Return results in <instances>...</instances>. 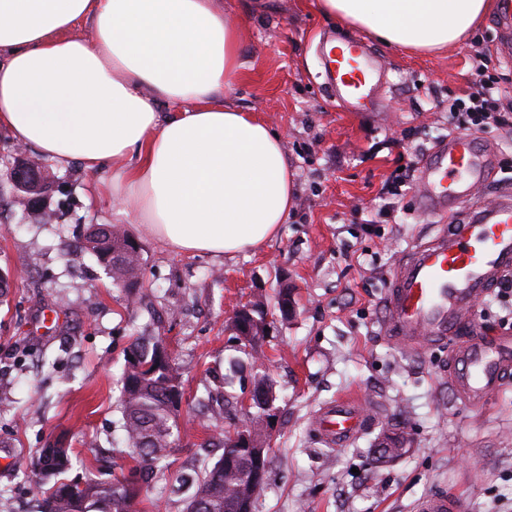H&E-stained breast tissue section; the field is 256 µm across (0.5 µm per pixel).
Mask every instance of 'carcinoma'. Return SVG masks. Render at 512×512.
Returning a JSON list of instances; mask_svg holds the SVG:
<instances>
[{
    "label": "carcinoma",
    "instance_id": "1",
    "mask_svg": "<svg viewBox=\"0 0 512 512\" xmlns=\"http://www.w3.org/2000/svg\"><path fill=\"white\" fill-rule=\"evenodd\" d=\"M82 248L94 253L110 267L120 288H136L142 273L139 246L110 227H93ZM182 389L181 374L164 356L160 341L139 340L126 355L121 379V413L125 441L135 465L129 475L112 483L87 479L79 497L70 492L71 482L57 479L71 465L69 449L45 448L40 457L50 461L49 472L56 481L41 491L39 512H136L143 487L166 459L179 407L172 393ZM254 463L231 438H224L223 453L210 468L181 478L186 492L185 512L194 503L205 512H238L239 490L247 488Z\"/></svg>",
    "mask_w": 512,
    "mask_h": 512
}]
</instances>
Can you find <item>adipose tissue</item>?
Segmentation results:
<instances>
[{
    "instance_id": "ef3b65f1",
    "label": "adipose tissue",
    "mask_w": 512,
    "mask_h": 512,
    "mask_svg": "<svg viewBox=\"0 0 512 512\" xmlns=\"http://www.w3.org/2000/svg\"><path fill=\"white\" fill-rule=\"evenodd\" d=\"M321 5L386 44L432 51L492 0ZM240 67L238 31L214 0H0V133L102 173L100 192L178 253L259 249L293 204L279 135L222 100Z\"/></svg>"
}]
</instances>
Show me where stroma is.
<instances>
[{"label":"stroma","instance_id":"1","mask_svg":"<svg viewBox=\"0 0 512 512\" xmlns=\"http://www.w3.org/2000/svg\"><path fill=\"white\" fill-rule=\"evenodd\" d=\"M240 31L241 69L224 102L267 122L282 141L296 196L276 238L235 257L174 252L138 231L136 214L94 194L98 174L50 166L42 211L15 201V143L0 134V512H37L49 481L40 449L69 448L71 479L112 481L132 464L121 427L120 377L137 338L160 339L179 368L183 398L165 467L149 480L140 512H184L176 478L220 456L218 433L242 419L257 369L275 382L278 413L266 483L254 512H412L421 496L456 494L465 512H512V382L481 409L455 396L448 347L411 353L384 335L387 281L411 247L437 232L422 214L418 184L404 187L384 222V186L448 137V96L478 76L468 54L512 91V62L497 49L495 13L463 40L431 53L381 42L387 84L379 112H349L326 86L323 38L357 36L326 19L317 0H220ZM498 172L486 197L512 189V135L478 133ZM92 224H109L140 247L142 287H116L80 244ZM293 291L281 321L273 301ZM264 295L267 336L245 346L232 329L237 309ZM481 333L512 320V277L478 305ZM347 396L376 416L340 447L326 446L314 420ZM402 432L408 451L372 464L379 438Z\"/></svg>","mask_w":512,"mask_h":512}]
</instances>
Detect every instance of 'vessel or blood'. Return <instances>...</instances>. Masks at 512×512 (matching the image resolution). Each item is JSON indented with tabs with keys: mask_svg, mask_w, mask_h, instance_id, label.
<instances>
[{
	"mask_svg": "<svg viewBox=\"0 0 512 512\" xmlns=\"http://www.w3.org/2000/svg\"><path fill=\"white\" fill-rule=\"evenodd\" d=\"M323 65L336 98L354 112L377 111L383 63L361 40L325 41ZM419 196L425 214L444 217L432 240L415 246L400 263L385 292L383 330L408 349L444 343L453 365L450 383L469 407H482L512 381V334L489 343L476 333L475 308L512 273V192L486 205L476 194L495 172L490 157L470 134H454L420 159ZM316 423L332 447L348 442L365 425L356 399L324 407ZM462 501L444 493L426 495L414 512H463Z\"/></svg>",
	"mask_w": 512,
	"mask_h": 512,
	"instance_id": "b4317fda",
	"label": "vessel or blood"
}]
</instances>
